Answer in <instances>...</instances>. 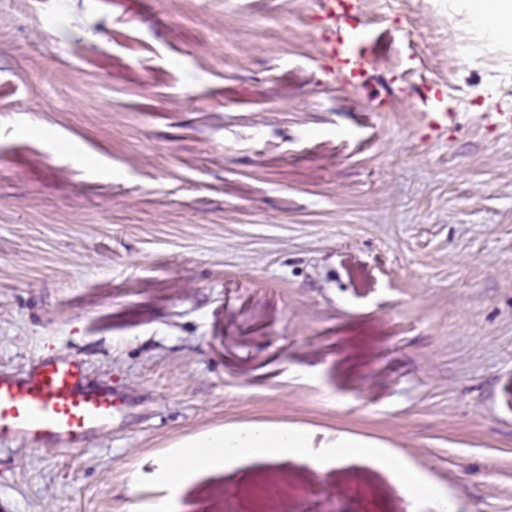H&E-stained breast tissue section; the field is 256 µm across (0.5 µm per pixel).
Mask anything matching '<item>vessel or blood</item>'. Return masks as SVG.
I'll return each instance as SVG.
<instances>
[{
  "mask_svg": "<svg viewBox=\"0 0 512 512\" xmlns=\"http://www.w3.org/2000/svg\"><path fill=\"white\" fill-rule=\"evenodd\" d=\"M330 20L324 35L325 57L331 71L345 84L361 85L368 74L364 47L373 32L356 20L353 0H322ZM458 114L446 108L428 112L424 121L445 137ZM121 401L110 385L90 383L84 362L76 357H41L21 373L0 371V438L31 448L64 449L110 430Z\"/></svg>",
  "mask_w": 512,
  "mask_h": 512,
  "instance_id": "1",
  "label": "vessel or blood"
}]
</instances>
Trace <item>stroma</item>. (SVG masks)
<instances>
[{
    "label": "stroma",
    "instance_id": "obj_1",
    "mask_svg": "<svg viewBox=\"0 0 512 512\" xmlns=\"http://www.w3.org/2000/svg\"><path fill=\"white\" fill-rule=\"evenodd\" d=\"M355 3L358 89L320 0H0V370L77 356L126 402L76 448L1 440L0 512L151 506L131 475L252 423L381 443L454 512H512V44L474 31L465 63L452 0ZM358 507L438 512L375 466L298 458L213 473L174 512ZM322 8L331 25L328 34L323 36L325 57L331 71L345 84L357 87L368 74L369 59L365 54V44L373 38L369 24L356 21L354 1L322 0ZM468 26L458 23L455 19L448 20V49L458 56H467L471 50ZM459 116L451 108H444L438 112H424V121L428 128L439 138L448 134V127L454 125Z\"/></svg>",
    "mask_w": 512,
    "mask_h": 512
}]
</instances>
